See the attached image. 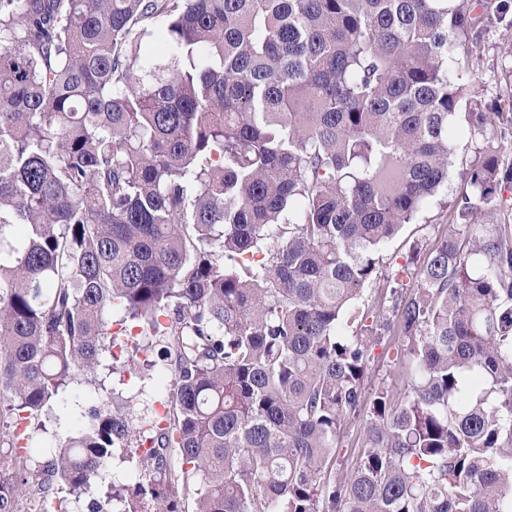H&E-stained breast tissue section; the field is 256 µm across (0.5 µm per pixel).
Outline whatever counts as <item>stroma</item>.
I'll use <instances>...</instances> for the list:
<instances>
[{
    "instance_id": "35a3bbf8",
    "label": "stroma",
    "mask_w": 512,
    "mask_h": 512,
    "mask_svg": "<svg viewBox=\"0 0 512 512\" xmlns=\"http://www.w3.org/2000/svg\"><path fill=\"white\" fill-rule=\"evenodd\" d=\"M479 44L480 60L470 79L471 89L485 111H507L512 106V89L504 80L503 69L512 64V28L483 24ZM474 148V140H457L447 187L423 208L415 223L405 225L395 238L379 248L380 275L363 287L356 301L357 308L363 311L388 309L396 271L412 270L417 266L412 255L414 242L422 238L433 242L451 230L449 205L461 191L459 173L467 167ZM396 345V337L387 336L371 348L364 380L366 389L383 386L397 396L408 391L411 363L409 359L397 356ZM169 389L168 379L119 373L113 371L111 359H104L94 374L79 376L72 382L49 415L44 417L45 429L36 438V459H44L46 448L74 436L87 425L89 411L100 406L107 397L119 395L133 416L149 417L160 409Z\"/></svg>"
}]
</instances>
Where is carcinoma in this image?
<instances>
[{
	"label": "carcinoma",
	"instance_id": "obj_1",
	"mask_svg": "<svg viewBox=\"0 0 512 512\" xmlns=\"http://www.w3.org/2000/svg\"><path fill=\"white\" fill-rule=\"evenodd\" d=\"M485 20L509 0H0V512H512V221L475 223L512 114L461 83ZM464 133L453 230L347 314ZM387 334L397 401L363 385ZM107 352L170 377L165 417L97 407L34 462ZM116 458L138 478L102 494ZM363 426L361 420H346L342 424L337 437L336 471H349L356 463L363 449Z\"/></svg>",
	"mask_w": 512,
	"mask_h": 512
}]
</instances>
